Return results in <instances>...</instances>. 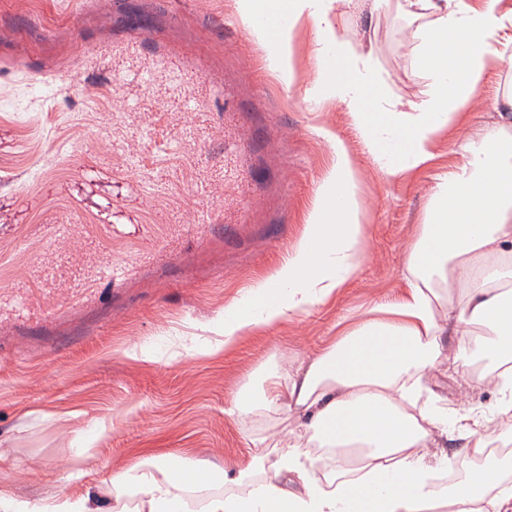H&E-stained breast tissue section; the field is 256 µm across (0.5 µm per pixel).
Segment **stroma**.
<instances>
[{"label":"stroma","instance_id":"35a3bbf8","mask_svg":"<svg viewBox=\"0 0 512 512\" xmlns=\"http://www.w3.org/2000/svg\"><path fill=\"white\" fill-rule=\"evenodd\" d=\"M334 25L373 49L389 97L430 92L403 0ZM318 55L297 21L282 78L237 0H0V488L21 506L142 458L245 464L286 418L226 415L242 385L403 292L433 177L483 133L512 63L489 61L429 166L388 177L346 109L313 92ZM340 142L365 193L360 272L225 345L226 310L296 248ZM233 145L250 183L224 179ZM493 373L448 363L429 386L449 412L489 409Z\"/></svg>","mask_w":512,"mask_h":512}]
</instances>
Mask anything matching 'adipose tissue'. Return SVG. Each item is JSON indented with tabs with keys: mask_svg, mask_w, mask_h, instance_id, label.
I'll return each instance as SVG.
<instances>
[{
	"mask_svg": "<svg viewBox=\"0 0 512 512\" xmlns=\"http://www.w3.org/2000/svg\"><path fill=\"white\" fill-rule=\"evenodd\" d=\"M351 0H238L243 21L273 12L306 19L319 45L330 44L335 71L318 75L315 88L350 114L366 153L388 176L430 163L438 133L467 105L491 58L512 59V11L498 0L482 8L465 0H405L408 12L429 15L417 28L420 60L432 80L424 98L376 100L365 93L382 85L371 54L356 51L336 33L334 15ZM495 132L459 144V162L435 176L406 260L404 292L377 304L364 319L345 324L337 340L294 372L266 377L257 398L240 399L228 416L245 412L295 413L297 425L280 435L279 467L250 483V469L264 457L266 441L254 439L247 465L224 470L225 493L207 494L213 472L194 463L144 460L103 476L112 488L113 512H189V489L203 491L202 512H512V455L476 465L437 451L453 436L467 448H485L489 416L512 419V90L497 100ZM362 182L344 145L301 237L275 274L269 298L236 307L224 322V342L268 328L324 302L354 277L364 261L366 226ZM335 211V223L324 215ZM457 290L460 302L441 299ZM489 358L497 373L492 413L471 407L448 415L428 387L446 361ZM334 449L332 478L318 476L316 459L302 440ZM299 484V491L288 488Z\"/></svg>",
	"mask_w": 512,
	"mask_h": 512,
	"instance_id": "1",
	"label": "adipose tissue"
}]
</instances>
